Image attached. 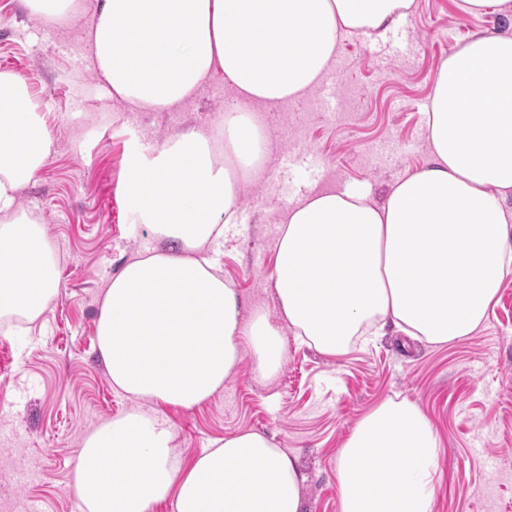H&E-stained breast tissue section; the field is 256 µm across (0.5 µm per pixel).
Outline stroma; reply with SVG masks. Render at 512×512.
I'll list each match as a JSON object with an SVG mask.
<instances>
[{
	"label": "stroma",
	"instance_id": "1",
	"mask_svg": "<svg viewBox=\"0 0 512 512\" xmlns=\"http://www.w3.org/2000/svg\"><path fill=\"white\" fill-rule=\"evenodd\" d=\"M48 29L19 0H0V71L31 86L55 152L18 201L57 258L59 293L27 330L0 331V512H74L69 488L83 437L136 408L113 389L96 349V319L111 276L148 243L122 193L125 156L215 123L234 106L214 76L175 112L131 110L101 89L85 62L97 0ZM512 32V18L463 16L454 0H413L385 36L344 38L321 89L261 112L269 158L241 193L243 221L212 244L247 307L274 311L276 245L289 207L347 182L383 201L390 184L428 155L429 102L441 60L476 33ZM416 402L442 439L434 512H512V274L487 322L444 346L386 328L374 346L342 357L286 340V360L261 379L243 357L224 390L167 409L177 453L191 459L217 438L256 431L295 454L306 474L304 512H338L336 450L360 418L389 398Z\"/></svg>",
	"mask_w": 512,
	"mask_h": 512
}]
</instances>
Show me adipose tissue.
Instances as JSON below:
<instances>
[{
    "mask_svg": "<svg viewBox=\"0 0 512 512\" xmlns=\"http://www.w3.org/2000/svg\"><path fill=\"white\" fill-rule=\"evenodd\" d=\"M412 0H98L88 67L136 109L183 108L216 74L237 108L211 129L126 156L123 195L153 242L114 275L96 320L113 388L137 408L83 438L71 487L85 512H302L306 475L271 438L241 431L191 461L142 403L209 401L250 352L283 366L284 329L340 357L385 326L442 346L485 323L512 274V33L475 35L443 60L429 158L383 204L345 187L289 209L270 277L277 319L246 308L204 247L238 219L267 160L251 113L298 99L332 72L345 36H384ZM55 151L28 83L0 71V318L36 320L57 294L53 251L19 190ZM442 440L420 407L387 399L337 450L339 512H433Z\"/></svg>",
    "mask_w": 512,
    "mask_h": 512,
    "instance_id": "adipose-tissue-1",
    "label": "adipose tissue"
}]
</instances>
